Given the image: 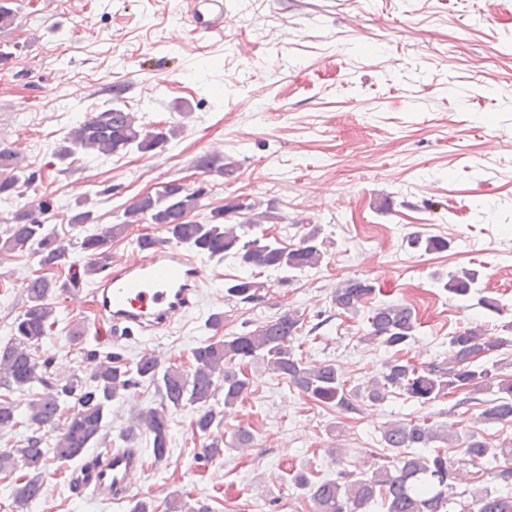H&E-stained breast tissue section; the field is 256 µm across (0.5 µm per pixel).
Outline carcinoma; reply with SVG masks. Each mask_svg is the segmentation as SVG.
Segmentation results:
<instances>
[{
  "mask_svg": "<svg viewBox=\"0 0 512 512\" xmlns=\"http://www.w3.org/2000/svg\"><path fill=\"white\" fill-rule=\"evenodd\" d=\"M19 14L16 0H0V33L13 29ZM174 130L150 128L138 121L134 113L113 105L94 112L71 127L55 150L65 161L77 153L113 156L136 150L148 153L166 146ZM235 163L222 162L204 153L194 161L203 173H233ZM31 175L22 165L20 154L0 148V202L23 195ZM203 189H191L178 182L166 183L155 194L139 196L123 211L121 222L102 234L87 233L72 244L60 239L47 227L46 214L50 202L33 200L11 213L5 229L0 230V248L28 255L37 261L42 273L28 278L26 303L12 326V337L0 344V435L25 423L31 429L20 448L0 452V473L10 472L21 462L28 474L16 480L12 489L18 504L38 500L43 494L42 472L48 450L43 447L41 431L60 427L53 455L60 462L83 456L104 431L112 401L130 389L146 383L155 388L160 402L138 414L130 426L128 441L134 431L142 429L151 438L152 455L159 462L166 458L171 441V415L184 407L194 408V426L211 439L204 455L220 454L219 441L212 438L213 429L224 423L226 409L233 407L252 386L244 366L259 361L313 401L332 405L344 412L360 411V404H380L392 394L404 396L420 406L429 405L454 391L472 387L476 390L497 388L498 397L482 412L484 422L512 421V378L501 379L497 362L489 357L512 346V336H488L480 326L457 332L448 341V360L426 368H418L401 357L416 338L418 326L414 311L404 304H380L369 311L367 333L363 340L377 343L392 355L385 361L380 376L362 387L347 390L345 381L332 363L310 365L295 353L294 340L304 319L297 311H288L253 331L228 336H211L191 352L192 369L162 367L159 360L145 354L129 363L120 354L93 353L89 377L73 374L61 379L51 372V361L35 358L44 340L51 335L57 319L50 302L57 285L46 271L69 264L72 248L83 254V276L96 275L112 260V242L123 236L130 226L149 222L161 226L167 240L188 244L210 257L233 255L248 268L296 272L318 266L323 258L319 230L305 234L294 248L281 246L266 238L243 239L236 231L239 218L251 212L256 203L232 199L213 209L201 220H183L199 207ZM92 210L77 202L70 222L83 228L94 223ZM414 247L426 252L448 247V242L416 234ZM477 282L473 270L448 274L444 288L458 297L471 294ZM225 294L239 303L261 298L264 285L254 276L241 277L224 285ZM375 288L366 278H349L332 295V303L343 313L356 314L372 296ZM38 386L25 412H18L9 398L15 390ZM224 392V409L217 407V395ZM382 439L389 448H429L435 442L448 443L453 435L428 420H401L387 423ZM463 455L469 461L512 456V441L491 448L479 436L470 433L459 440ZM461 472L448 457L436 453L407 455L401 466L390 470L385 466L357 473L341 471L334 479L312 482L302 471L291 481L308 491L313 512H363L373 501H380L385 512H449L450 497ZM470 512H512V493L502 494L487 488L471 495Z\"/></svg>",
  "mask_w": 512,
  "mask_h": 512,
  "instance_id": "obj_1",
  "label": "carcinoma"
}]
</instances>
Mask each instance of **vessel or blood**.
<instances>
[{
  "instance_id": "obj_1",
  "label": "vessel or blood",
  "mask_w": 512,
  "mask_h": 512,
  "mask_svg": "<svg viewBox=\"0 0 512 512\" xmlns=\"http://www.w3.org/2000/svg\"><path fill=\"white\" fill-rule=\"evenodd\" d=\"M184 16L196 32L224 26V0H183ZM207 272L180 246L141 248L135 257L113 259L110 271L92 290L91 308L98 323L108 325L114 341L128 340L172 327L199 303ZM140 456L122 449L106 450L99 465L83 476L82 489L99 496L126 492L141 469Z\"/></svg>"
}]
</instances>
